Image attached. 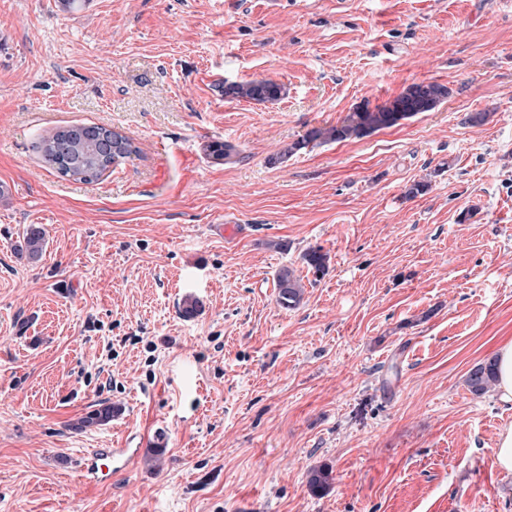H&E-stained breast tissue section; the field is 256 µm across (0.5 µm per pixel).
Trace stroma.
Here are the masks:
<instances>
[{
	"instance_id": "obj_1",
	"label": "stroma",
	"mask_w": 512,
	"mask_h": 512,
	"mask_svg": "<svg viewBox=\"0 0 512 512\" xmlns=\"http://www.w3.org/2000/svg\"><path fill=\"white\" fill-rule=\"evenodd\" d=\"M262 78L287 96L224 94ZM429 82L434 111L286 155ZM75 124L138 151L61 177L37 143ZM0 189V512H512V407L466 385L512 337L502 0H0ZM103 448L137 455L85 481ZM45 245V232L44 230L31 224L27 227L25 233V253L28 260H38L44 249ZM276 287L278 302L282 307H294L300 302L303 290L294 270L288 267L281 268L276 275ZM493 465L501 472L512 474V425L505 427L498 435L493 448Z\"/></svg>"
}]
</instances>
